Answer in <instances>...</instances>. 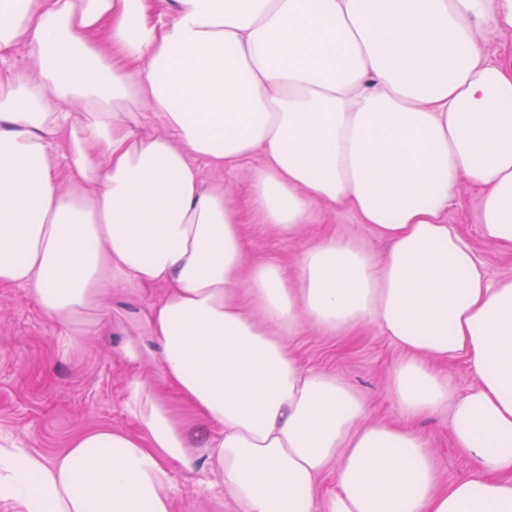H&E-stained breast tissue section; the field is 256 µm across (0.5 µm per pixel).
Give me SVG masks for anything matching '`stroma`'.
Listing matches in <instances>:
<instances>
[{
	"instance_id": "obj_1",
	"label": "stroma",
	"mask_w": 512,
	"mask_h": 512,
	"mask_svg": "<svg viewBox=\"0 0 512 512\" xmlns=\"http://www.w3.org/2000/svg\"><path fill=\"white\" fill-rule=\"evenodd\" d=\"M262 155L232 168L215 169L207 161L198 167L206 182H220L239 201H246ZM480 194L461 186L459 201L449 207L445 221L471 243L495 281L512 280V250L484 240L480 233ZM244 235L253 258L275 259L295 267L301 251L324 237L361 245L382 256L386 245L346 208L314 205L310 219L296 236L265 227L260 216L244 213ZM288 350L306 367L335 375L367 400L375 419L394 420L398 413L385 389L387 377L401 358L399 347L371 325L329 334L305 326L282 337ZM127 337L90 332L72 349L61 343V330L23 289L0 285V432L20 436L28 448L51 459L62 453L79 432L109 426L130 433L138 424L127 409L129 384L140 379L163 389L159 364L153 358L129 362L123 353ZM417 429L435 453L441 479L450 483L471 469L457 454L448 418H421ZM173 512H235L232 503L203 494L193 475L175 470Z\"/></svg>"
}]
</instances>
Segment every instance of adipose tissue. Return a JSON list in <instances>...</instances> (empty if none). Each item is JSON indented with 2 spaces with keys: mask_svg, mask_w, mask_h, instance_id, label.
I'll return each mask as SVG.
<instances>
[{
  "mask_svg": "<svg viewBox=\"0 0 512 512\" xmlns=\"http://www.w3.org/2000/svg\"><path fill=\"white\" fill-rule=\"evenodd\" d=\"M0 0V284L65 346L133 332L168 387L46 459L0 435V512H172L174 468L239 512H512V280L444 216L460 183L512 250V0ZM140 63L130 77L126 63ZM247 204L205 183L254 154ZM352 210L383 258L324 239L295 271L250 259L242 210L288 236ZM165 287L115 322L123 288ZM374 325L404 352L370 419L279 340ZM465 360L457 390L436 371ZM447 413L471 471L442 484L415 419ZM336 486L316 484L328 469Z\"/></svg>",
  "mask_w": 512,
  "mask_h": 512,
  "instance_id": "obj_1",
  "label": "adipose tissue"
}]
</instances>
